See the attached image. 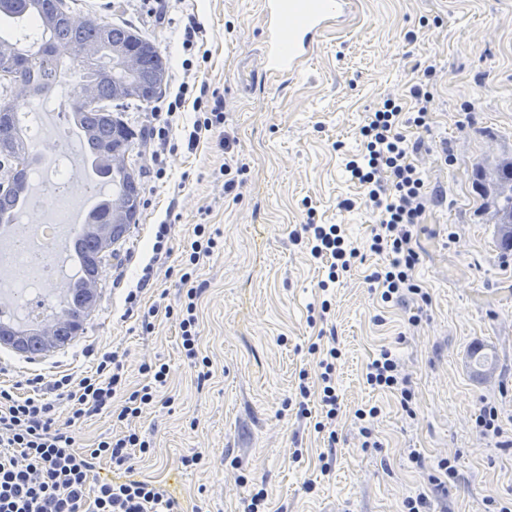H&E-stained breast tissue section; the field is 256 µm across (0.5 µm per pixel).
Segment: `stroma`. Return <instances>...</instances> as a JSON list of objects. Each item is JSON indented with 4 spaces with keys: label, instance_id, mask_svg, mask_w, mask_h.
<instances>
[{
    "label": "stroma",
    "instance_id": "35a3bbf8",
    "mask_svg": "<svg viewBox=\"0 0 512 512\" xmlns=\"http://www.w3.org/2000/svg\"><path fill=\"white\" fill-rule=\"evenodd\" d=\"M68 2L76 18L126 24L154 40L173 69L185 58L180 26L195 14L208 31L204 78L224 97V133L192 148L179 141L165 178L143 174L147 204L102 273L83 333L32 359L0 346V365L10 369L0 384L31 364L80 374L115 348L134 390L146 381L142 364L166 363L169 401L136 419L153 446L133 470L161 486L178 475L180 512H245L258 492L263 512H401L404 499L428 490L444 457L454 459L459 480L431 492L434 512H488L491 501H511L512 448L497 442L512 438V252L495 246L492 198L474 169L493 170L512 154V0H357L348 25L322 35L303 72L254 86L241 73L260 64V0H180L163 25L141 0ZM410 31L416 42L407 41ZM428 66L434 124L407 131L423 142L416 160L429 199L416 232V276L430 302L412 332L407 310L370 288L378 256L356 263L327 298L318 287L325 268L290 233L311 216L363 240L375 218L345 163L361 147L365 113L387 97L407 99L417 68ZM226 165L246 168L235 200L224 195ZM345 199L353 209H340ZM165 219L173 252L157 258L155 226ZM197 224L212 225L223 241L199 270L201 352L212 371L202 387L175 319L158 315L144 333L138 320L123 319L124 293L112 285L120 274L137 281L151 262L142 304L174 303L179 286L169 270ZM322 332L334 333L342 352L332 438L288 405L300 373L318 382L308 347ZM384 347L397 349L411 376L414 416L397 393L366 383V366ZM373 406L378 445L365 448L354 413ZM486 406L497 409L502 436L476 428ZM193 456L197 464L187 465Z\"/></svg>",
    "mask_w": 512,
    "mask_h": 512
}]
</instances>
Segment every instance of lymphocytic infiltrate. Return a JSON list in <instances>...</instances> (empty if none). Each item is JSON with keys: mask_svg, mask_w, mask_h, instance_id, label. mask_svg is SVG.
I'll use <instances>...</instances> for the list:
<instances>
[{"mask_svg": "<svg viewBox=\"0 0 512 512\" xmlns=\"http://www.w3.org/2000/svg\"><path fill=\"white\" fill-rule=\"evenodd\" d=\"M431 69H424L409 94L411 106L386 98L382 106L366 113L360 128L364 141L361 153L353 155L345 168L350 181L363 190L362 203L375 215L363 245L357 246L342 225L319 224L307 218L293 230L295 242L306 244L310 257L324 263L326 277L321 291L335 287L349 273L363 252L378 255L382 264L369 281L386 303L427 300V293L415 280L420 255L415 248L416 230L426 212L427 196L422 170L414 158L420 139L409 138L405 130H429L433 95L427 81ZM192 103L199 116L188 134L189 144L220 131L224 126V98L202 79L174 80L171 95L152 113V150L148 167L156 178L166 175V156L173 151V122L185 103ZM222 247L219 233L209 225H194L192 238L181 258V293L176 305L166 306V316L178 321L181 346L199 379H206L210 365L200 351L201 336L197 315L204 286L197 280L201 262ZM321 369L320 419L314 429L331 430L341 408L336 383L339 348L320 349L311 345ZM147 382L140 389L125 388L124 365L118 352L102 353L94 371L87 374L60 373L51 380L36 375L26 378V392L0 387V512H178L175 502L163 489L145 480L95 484L91 474L97 463L109 460L114 466L129 465L136 454L149 452L151 442L131 424L153 405L167 385V364L142 365ZM366 381L374 388L397 392L403 411H411L414 392L411 380L395 351L385 347L366 367ZM68 403L70 416L65 425L55 420L56 407ZM107 413L128 423L127 431L100 438L93 447L77 446L74 426L88 417Z\"/></svg>", "mask_w": 512, "mask_h": 512, "instance_id": "obj_1", "label": "lymphocytic infiltrate"}]
</instances>
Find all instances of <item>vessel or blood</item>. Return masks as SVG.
<instances>
[{
  "instance_id": "b4317fda",
  "label": "vessel or blood",
  "mask_w": 512,
  "mask_h": 512,
  "mask_svg": "<svg viewBox=\"0 0 512 512\" xmlns=\"http://www.w3.org/2000/svg\"><path fill=\"white\" fill-rule=\"evenodd\" d=\"M355 0H262V75H293L311 59L328 27L346 26Z\"/></svg>"
}]
</instances>
